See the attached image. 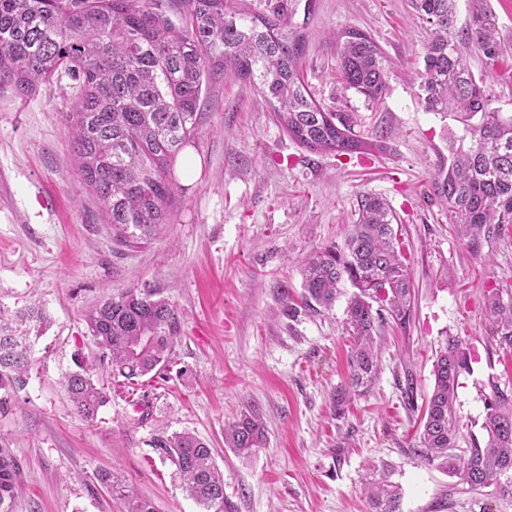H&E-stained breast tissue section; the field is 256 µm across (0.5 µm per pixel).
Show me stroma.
<instances>
[{"instance_id":"35a3bbf8","label":"stroma","mask_w":512,"mask_h":512,"mask_svg":"<svg viewBox=\"0 0 512 512\" xmlns=\"http://www.w3.org/2000/svg\"><path fill=\"white\" fill-rule=\"evenodd\" d=\"M295 1L306 23L304 73L320 104L350 114L355 132L386 131L382 148L314 154L276 123L247 81L216 86L202 135L185 149L193 178L181 181L173 222L137 247L117 244L100 203L74 169L66 114L73 84L61 78L21 101L0 96V335L27 330L32 364L0 414V436L20 464L16 512H124L99 480L124 478L157 512H202L177 466L153 447L159 434L192 432L213 450L234 512H369L364 484L395 467L401 512H512V498L469 489L420 456L418 399L434 385L435 352L447 335L472 355L455 410L458 451L485 439L491 383L512 388V355L496 349L488 291H512V228L472 251L437 198L433 175L462 127L426 111L417 88L429 30L409 0ZM502 54L488 67L473 46L464 63L485 77L495 104L512 112V0H490ZM370 34L392 63L377 103L336 78L331 31ZM383 197L409 251L415 296L406 330L385 328L372 392L336 419L330 393L346 377L351 285L328 310L301 300L303 259L343 244L362 195ZM158 290L176 307L180 334L161 375L127 384L94 380L109 397L94 423L73 411L65 373L93 355L84 313L129 290ZM261 417L266 444L247 458L224 445V425Z\"/></svg>"}]
</instances>
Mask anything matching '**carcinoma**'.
Segmentation results:
<instances>
[{"label":"carcinoma","mask_w":512,"mask_h":512,"mask_svg":"<svg viewBox=\"0 0 512 512\" xmlns=\"http://www.w3.org/2000/svg\"><path fill=\"white\" fill-rule=\"evenodd\" d=\"M456 0H410L427 24L419 97L428 112L453 117L465 135L448 137V160L433 176L436 196L473 250L501 237L512 224V114L493 106L486 82L467 69L464 43L476 45L493 65L501 47L489 0H471L465 26L457 28ZM336 77L343 89L369 102L389 89L391 62L365 32L346 28L335 36ZM307 33L283 10L254 12L245 0H0V94L24 100L62 76L77 94L67 134L79 175L100 201L112 238L123 246L151 240L172 223L178 186L172 170L182 148L199 138L206 118L204 94L228 80L252 83L278 123L306 150L350 155L384 138L358 137L348 116L318 103L304 77ZM385 200L365 195L343 246L311 255L302 269V302L327 310L348 282L351 336L349 374L331 394L336 417L370 392L378 374L377 337L386 326L410 323L412 278L404 241ZM496 348L512 352V298L487 296ZM95 345L94 362L63 376L62 386L83 421L91 424L108 396L93 379L106 370L132 384L159 375L170 363L180 333L176 307L145 288L111 297L85 315ZM471 352L458 336L443 339L433 365L434 385L421 418L420 455L473 490L492 487L512 497V392L491 383L484 428L465 456L455 453L458 380L470 372ZM22 337L0 336V410L23 385L30 366ZM266 443L259 416L249 411L224 427V444L250 455ZM154 447L177 466L189 495L204 512H232L224 478L208 444L192 433L158 435ZM100 481L125 512H155L111 473ZM20 468L0 437V512H14ZM371 512H400L401 492L391 482L371 483Z\"/></svg>","instance_id":"obj_1"}]
</instances>
